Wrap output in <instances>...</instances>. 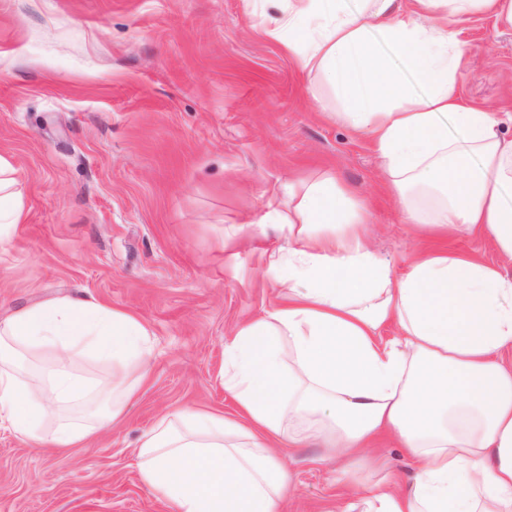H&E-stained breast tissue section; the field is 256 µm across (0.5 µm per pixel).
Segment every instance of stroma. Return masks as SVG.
Listing matches in <instances>:
<instances>
[{
	"label": "stroma",
	"mask_w": 512,
	"mask_h": 512,
	"mask_svg": "<svg viewBox=\"0 0 512 512\" xmlns=\"http://www.w3.org/2000/svg\"><path fill=\"white\" fill-rule=\"evenodd\" d=\"M458 85L512 113V28L476 12ZM313 82L246 0H0V155L19 171L25 220L0 250V316L36 301L92 299L135 313L150 374L122 422L80 448L36 449L0 428V512H166L132 449L165 412L232 417L224 347L278 289L260 223L288 181L326 172L373 218L368 244L404 272L424 244L383 189L371 139L311 102ZM355 485L317 448L289 449L297 492L280 512H345L382 476L411 484L382 439Z\"/></svg>",
	"instance_id": "35a3bbf8"
}]
</instances>
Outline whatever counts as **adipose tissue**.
Returning a JSON list of instances; mask_svg holds the SVG:
<instances>
[{
	"mask_svg": "<svg viewBox=\"0 0 512 512\" xmlns=\"http://www.w3.org/2000/svg\"><path fill=\"white\" fill-rule=\"evenodd\" d=\"M278 2L266 34L316 79L318 107L333 95L332 116L370 136L409 223L490 237L497 259L426 249L395 273L349 188L288 182L261 217L288 232L287 254L267 260L279 298L224 348L239 413L163 414L135 445L140 481L169 512H278L293 490L278 448L355 458L386 434L414 479L375 486L364 512H512V114L464 101L470 47L448 26L476 11L512 26V0ZM19 185L0 155V247L25 217ZM151 352L128 311L69 298L15 310L0 318V423L34 448L85 446L121 420ZM85 356L102 379L75 372Z\"/></svg>",
	"mask_w": 512,
	"mask_h": 512,
	"instance_id": "adipose-tissue-1",
	"label": "adipose tissue"
}]
</instances>
